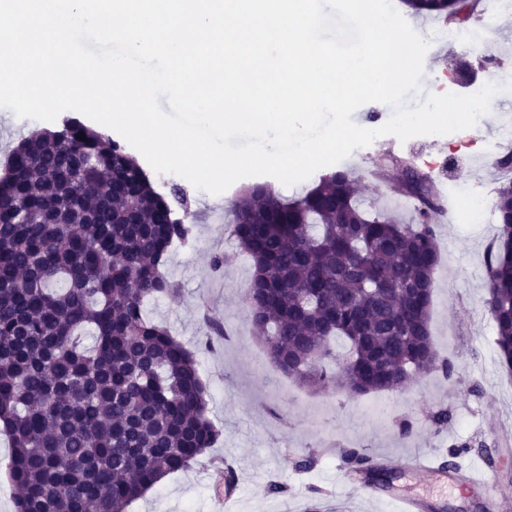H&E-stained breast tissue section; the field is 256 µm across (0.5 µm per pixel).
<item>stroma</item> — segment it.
I'll return each mask as SVG.
<instances>
[{
    "instance_id": "obj_1",
    "label": "stroma",
    "mask_w": 512,
    "mask_h": 512,
    "mask_svg": "<svg viewBox=\"0 0 512 512\" xmlns=\"http://www.w3.org/2000/svg\"><path fill=\"white\" fill-rule=\"evenodd\" d=\"M441 41L431 38L426 52V73L451 70L465 61L467 70L453 77V93L464 94L469 84L486 80L487 64L481 52L463 40L441 52ZM492 129L478 131L468 151L454 152L447 142L431 144L388 136L340 161L363 185V201L370 209L398 213L411 221L414 207L401 203L388 187L372 190L370 183L392 157L413 158L424 165L432 156L445 158L437 191L452 184L488 179L481 167ZM241 185L211 198L208 192L187 189L191 209L197 213L195 241L174 248L166 266L170 278L182 285L178 301L161 300L149 307L151 317L167 326L174 337L194 351L201 377L208 388V415L220 429L218 443L190 469L168 475L127 512H306L319 504L325 512H394L389 503L370 504L336 479L339 462L323 446L387 452L402 456L418 450L440 455L462 450L467 469L493 470L505 497L501 512H512V441L499 430L512 428V372L499 361L494 323L483 306L486 292L484 255L496 235L492 224H459L448 215L436 219L441 273L436 276L430 308V332L440 357L453 367L450 376L439 373L415 378L399 392H379L350 398L333 390H312L284 376L272 361L247 320L244 298L250 286L251 261L230 234L228 207L241 197ZM224 257L222 273H214L213 255ZM222 318L228 337L212 350L200 346L204 315ZM389 405L388 418L371 405ZM448 421L434 422L439 410ZM410 431H402V422ZM234 453L242 473L231 502L215 496L213 484L226 453ZM312 453L313 468L297 467L298 457ZM283 485L280 493L267 489L270 480ZM382 487L399 493L429 497L433 512H488L480 496H460L436 476L409 471L389 472Z\"/></svg>"
}]
</instances>
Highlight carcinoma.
I'll return each mask as SVG.
<instances>
[{
	"instance_id": "obj_1",
	"label": "carcinoma",
	"mask_w": 512,
	"mask_h": 512,
	"mask_svg": "<svg viewBox=\"0 0 512 512\" xmlns=\"http://www.w3.org/2000/svg\"><path fill=\"white\" fill-rule=\"evenodd\" d=\"M403 3L450 22L479 7ZM395 165L399 194L415 201L412 224L366 208L348 170L290 199L256 184L234 206L233 236L252 261L250 325L302 385L362 396L451 372L429 331L440 204L428 174ZM171 210L123 145L77 117L10 150L0 177V428L15 512H125L218 440L193 353L146 312L181 293L162 267L192 226L167 222ZM495 212L485 305L512 370V178L496 188ZM205 325L210 347L224 325Z\"/></svg>"
}]
</instances>
